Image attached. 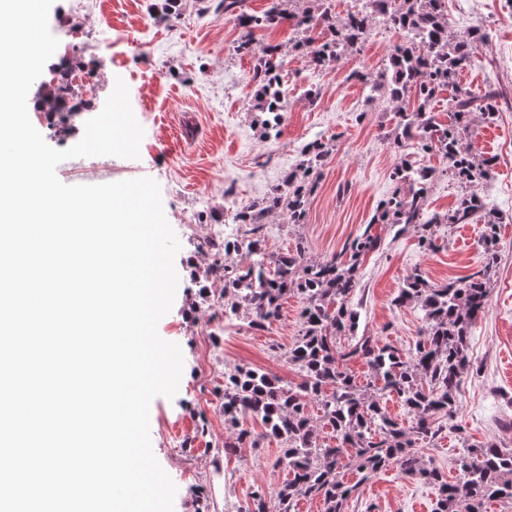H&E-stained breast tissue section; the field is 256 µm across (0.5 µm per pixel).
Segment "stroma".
Here are the masks:
<instances>
[{
	"mask_svg": "<svg viewBox=\"0 0 512 512\" xmlns=\"http://www.w3.org/2000/svg\"><path fill=\"white\" fill-rule=\"evenodd\" d=\"M162 0H54L49 28L58 40L75 23L95 32L76 45L74 62L102 63L93 88L71 86L82 111L35 121L46 143L63 150L77 143L85 122L96 116L123 79L137 121L144 129L135 159L95 157L113 176L149 177L160 186L164 214L180 249L174 260L179 284L171 310L158 323V333L180 346L183 373L174 398L157 397L150 413L153 453L177 488L174 512H197V493H204L209 512H236L256 488L273 490L287 481L288 470L276 465L279 442L262 439L260 447L216 455L230 432L224 426V382L207 377L204 368L213 345H220L225 367L247 366L284 381L299 377L287 353L300 330L302 302L291 295L281 306L274 328H250L245 317L226 316L210 325L214 315L204 292L210 283L196 268V238L208 223L229 220L225 195L245 207L265 198L295 169L302 147L313 140L326 143L330 154L310 197L304 223L292 224L282 212L266 215L267 252L285 254L304 243L309 258L339 252L349 239L372 229L381 240L378 251L360 261V286L353 298L358 335L406 351L424 336L418 304L396 305L395 297L414 272L431 285L448 284L483 266V215L469 224H437L432 249L419 246V230L374 222L381 201L397 188V165L431 166L441 174L428 196L429 213L453 209L463 189L445 175L446 160L416 148L395 152L386 133L393 122L394 102L367 82L351 80L354 71L375 75L400 40L380 23L360 52L346 54L321 67L310 57L292 52V24L258 30L259 41L281 45L284 65L280 82L288 91L279 126L262 125L254 108L252 81L257 60L237 52L242 33L235 19L210 10L195 16V0H179L177 21L164 19ZM451 34L463 35L474 24L489 28L493 41L459 72L457 83L483 93L488 85L512 88V14L503 0H448ZM470 141L495 160L491 181L483 183L485 212L498 219V264L490 274V302L473 325L467 349L472 367L462 377L452 418L440 419L435 441L420 446L424 460L457 482V459L464 444L494 443L512 448V107L500 105L493 121L475 116ZM206 196L207 219L196 215L195 201ZM344 481L358 484L344 512H410L422 500L433 512L437 487L408 478L397 468L361 481L356 470Z\"/></svg>",
	"mask_w": 512,
	"mask_h": 512,
	"instance_id": "35a3bbf8",
	"label": "stroma"
}]
</instances>
